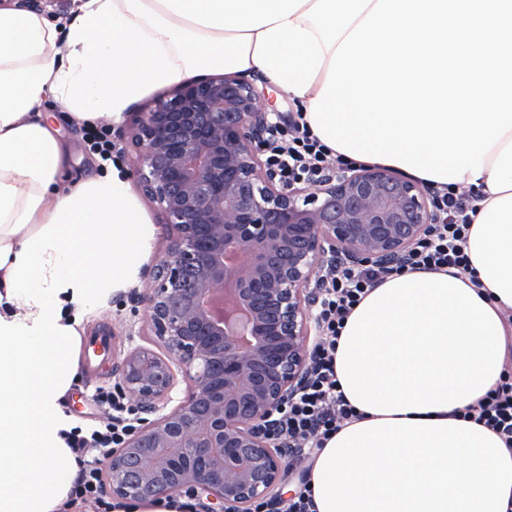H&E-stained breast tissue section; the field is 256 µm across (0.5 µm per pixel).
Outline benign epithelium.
<instances>
[{"mask_svg": "<svg viewBox=\"0 0 512 512\" xmlns=\"http://www.w3.org/2000/svg\"><path fill=\"white\" fill-rule=\"evenodd\" d=\"M275 117L233 74L139 114L135 172L171 239L134 294L152 345L116 365L139 420L107 461L115 496L189 491L202 512L281 502L274 416L306 383L321 273L395 264L433 222L425 191L383 168L285 186L262 159Z\"/></svg>", "mask_w": 512, "mask_h": 512, "instance_id": "benign-epithelium-1", "label": "benign epithelium"}]
</instances>
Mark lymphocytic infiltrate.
Returning <instances> with one entry per match:
<instances>
[{
  "mask_svg": "<svg viewBox=\"0 0 512 512\" xmlns=\"http://www.w3.org/2000/svg\"><path fill=\"white\" fill-rule=\"evenodd\" d=\"M268 149V162L288 185L314 182L331 168L347 164L311 134L300 113L273 130ZM431 192L435 220L404 260L386 268L344 267L326 277L316 307L321 335L311 351L306 385L277 414L281 435L301 444L305 467L287 502L274 506L261 500L253 505L252 512H315L309 468L330 436L357 417L339 388L335 369L337 341L354 307L377 284L397 274L467 271L465 247L478 196L454 184L432 187ZM92 398L104 409V418L89 420L66 436L79 465L69 505L77 512L85 507L91 512H112L105 463L134 427L136 415L122 395L111 389L96 388ZM465 416L492 429L506 447L512 448V367L505 368L497 386L482 400L467 407Z\"/></svg>",
  "mask_w": 512,
  "mask_h": 512,
  "instance_id": "1",
  "label": "lymphocytic infiltrate"
}]
</instances>
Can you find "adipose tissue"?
I'll use <instances>...</instances> for the list:
<instances>
[{"mask_svg": "<svg viewBox=\"0 0 512 512\" xmlns=\"http://www.w3.org/2000/svg\"><path fill=\"white\" fill-rule=\"evenodd\" d=\"M378 0H72L0 7V512H66L78 464L62 409L82 323L135 287L155 228L120 165L60 185L43 110L120 125L200 70L259 72L309 107ZM470 273L407 272L348 317L336 377L357 421L316 456V512H512V449L464 419L500 380L512 310V130L484 156Z\"/></svg>", "mask_w": 512, "mask_h": 512, "instance_id": "obj_1", "label": "adipose tissue"}]
</instances>
